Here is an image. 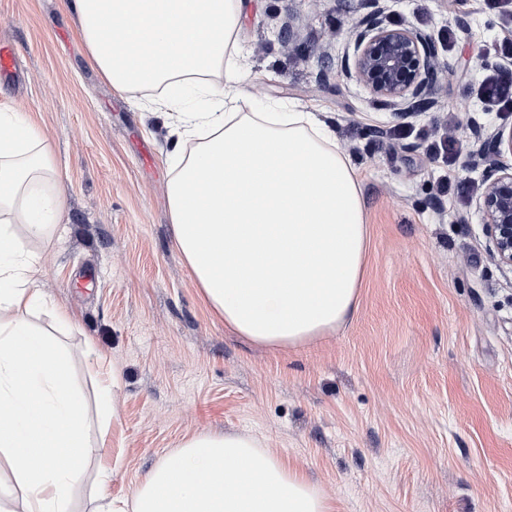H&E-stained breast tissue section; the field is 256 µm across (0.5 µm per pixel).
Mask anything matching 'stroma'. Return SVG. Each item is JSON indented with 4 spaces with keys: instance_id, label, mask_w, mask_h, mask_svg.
Instances as JSON below:
<instances>
[{
    "instance_id": "1",
    "label": "stroma",
    "mask_w": 512,
    "mask_h": 512,
    "mask_svg": "<svg viewBox=\"0 0 512 512\" xmlns=\"http://www.w3.org/2000/svg\"><path fill=\"white\" fill-rule=\"evenodd\" d=\"M377 11L433 42L427 110L379 103L356 81L355 25ZM511 32L488 0H243L239 97L327 113L369 229L352 320L267 349L207 311L173 242L169 118L113 90L64 0H0V46L16 52L0 103L36 116L65 187L48 235L28 245L51 301L35 323L68 349L90 436L106 442L74 489L77 512L100 489L128 498L206 431L259 439L331 512H512V270L490 253L472 164L481 136L512 125L481 93L484 61ZM444 137L451 154L432 152ZM115 373L105 426L98 384Z\"/></svg>"
}]
</instances>
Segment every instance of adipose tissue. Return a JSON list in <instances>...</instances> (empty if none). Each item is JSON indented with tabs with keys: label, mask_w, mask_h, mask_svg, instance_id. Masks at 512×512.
Wrapping results in <instances>:
<instances>
[{
	"label": "adipose tissue",
	"mask_w": 512,
	"mask_h": 512,
	"mask_svg": "<svg viewBox=\"0 0 512 512\" xmlns=\"http://www.w3.org/2000/svg\"><path fill=\"white\" fill-rule=\"evenodd\" d=\"M92 61L118 93L221 99L242 0H67ZM200 138L168 185L177 246L210 311L251 342L288 349L329 335L358 307L368 242L351 158L313 112L178 111ZM38 127L0 109V512H75L88 457L67 352L33 319L45 303L28 258L63 198ZM112 512H331L311 480L252 436L199 432Z\"/></svg>",
	"instance_id": "1"
}]
</instances>
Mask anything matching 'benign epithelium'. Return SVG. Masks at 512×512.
Instances as JSON below:
<instances>
[{"label":"benign epithelium","mask_w":512,"mask_h":512,"mask_svg":"<svg viewBox=\"0 0 512 512\" xmlns=\"http://www.w3.org/2000/svg\"><path fill=\"white\" fill-rule=\"evenodd\" d=\"M354 40L357 80L382 100L395 104L409 98L424 111L427 87L437 70L435 49L425 37L379 16L358 23ZM512 155V128L493 131L475 157L485 163L483 191L476 200L485 234L499 264L512 268V165L498 160Z\"/></svg>","instance_id":"benign-epithelium-1"}]
</instances>
